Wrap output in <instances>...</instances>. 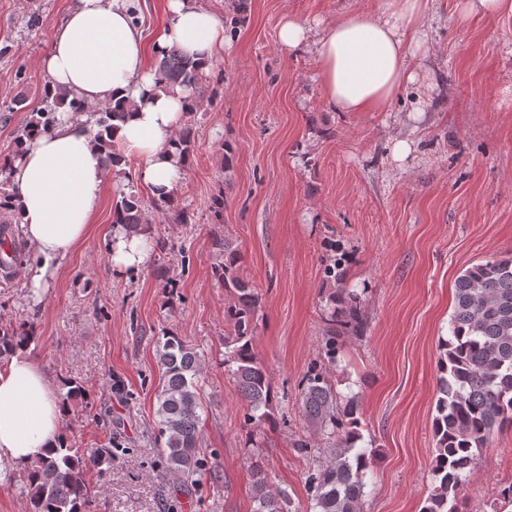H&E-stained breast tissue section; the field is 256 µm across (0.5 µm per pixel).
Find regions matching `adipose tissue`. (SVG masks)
<instances>
[{
  "label": "adipose tissue",
  "mask_w": 512,
  "mask_h": 512,
  "mask_svg": "<svg viewBox=\"0 0 512 512\" xmlns=\"http://www.w3.org/2000/svg\"><path fill=\"white\" fill-rule=\"evenodd\" d=\"M431 0H379L376 9L324 21L284 15L282 50L313 47L321 94L341 112H389L419 80L427 44L424 19ZM142 0H71L54 25L40 68L51 88L90 106L116 100L131 108L112 131L120 158L139 162L137 176L157 199H172L186 177L173 147L191 111L181 89H162L151 58L176 48L210 67L224 53L222 18L202 0H166V24L145 38L138 20ZM90 114L60 113L56 123L10 157L6 172L17 189L19 226L37 261L24 274L34 289L48 287L63 261L85 240L112 177L95 143ZM115 276L142 268L153 247L152 228L136 233L114 225L106 234ZM63 408L53 380L30 356L0 364V463L25 467L53 456Z\"/></svg>",
  "instance_id": "obj_1"
}]
</instances>
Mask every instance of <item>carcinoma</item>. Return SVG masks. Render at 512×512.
<instances>
[{"label": "carcinoma", "mask_w": 512, "mask_h": 512, "mask_svg": "<svg viewBox=\"0 0 512 512\" xmlns=\"http://www.w3.org/2000/svg\"><path fill=\"white\" fill-rule=\"evenodd\" d=\"M162 88L179 87L192 94L201 92L210 76L209 98L223 96L222 74L205 71L193 60L173 48L157 64ZM38 96L41 107L31 110L27 121L15 130V144L30 139L40 127L53 125L60 109L73 114L95 112L96 144L104 161L116 163L112 146V127L129 108L115 102L92 108L65 97L44 84ZM180 153L190 158L195 148L193 125L186 123L178 135ZM154 208L173 224L192 223L187 209L174 203L156 201ZM112 223L136 230L147 223L145 204L133 192L122 193L112 206ZM221 261L212 267L216 282L230 301L224 307V370L235 382L237 394L247 408V421L259 426L278 417L288 395H275L270 375L253 348L258 328L261 296L240 274L239 251L223 237L213 239ZM361 296L342 288V306L331 312L324 330L326 351L336 353V338L363 330ZM35 338L26 325L0 328V360L27 348ZM158 362L163 370V385L158 394L157 435L162 448V476L183 486L200 480L207 461L200 456L201 427L199 376L202 369L196 348L180 336L168 333L158 342ZM437 415L433 421L436 442L434 473L437 485L422 512H457V491L476 463L480 450L487 447L493 433L512 426V257L492 255L463 270L455 282L454 311L450 337L442 344ZM302 415L321 433L328 448L298 444V450L315 458L306 477L313 512H361L365 478L375 452L357 448L360 419L356 397L337 396L320 373H308L299 394ZM112 464L110 448H76L67 438L55 456L36 461L24 469L22 492L28 512H89L92 498L86 472ZM255 484L254 512H284L288 495L273 492L265 472L251 465Z\"/></svg>", "instance_id": "cac0c4a2"}]
</instances>
